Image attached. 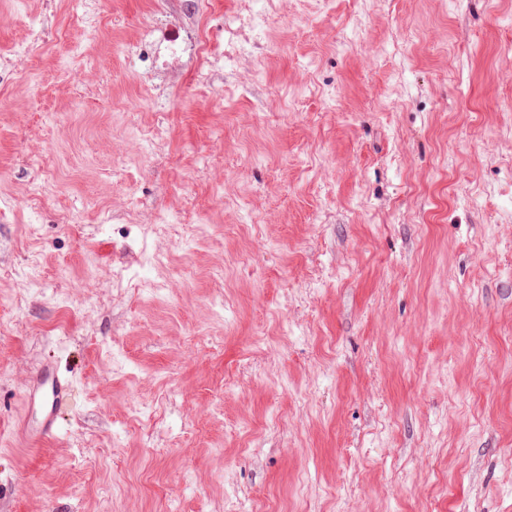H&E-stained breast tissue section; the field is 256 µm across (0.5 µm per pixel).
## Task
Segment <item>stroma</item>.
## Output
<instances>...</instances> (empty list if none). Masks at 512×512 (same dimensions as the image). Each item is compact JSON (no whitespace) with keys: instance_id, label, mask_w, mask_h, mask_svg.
Returning a JSON list of instances; mask_svg holds the SVG:
<instances>
[{"instance_id":"35a3bbf8","label":"stroma","mask_w":512,"mask_h":512,"mask_svg":"<svg viewBox=\"0 0 512 512\" xmlns=\"http://www.w3.org/2000/svg\"><path fill=\"white\" fill-rule=\"evenodd\" d=\"M172 2L184 52L265 4ZM154 8L0 0V512H512V0H281L205 87L125 56ZM47 382L50 383V387L44 390ZM31 383L32 389L26 397V406L31 418L24 417L23 428L29 439L41 442L56 436L52 409L62 399L66 386L57 369L50 364H44ZM37 404L43 410V415L35 422L33 413Z\"/></svg>"}]
</instances>
